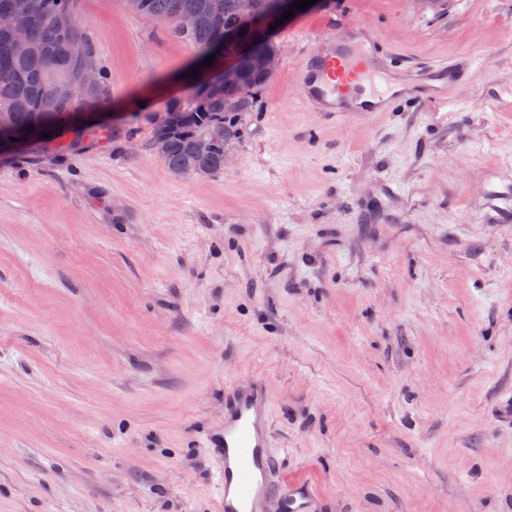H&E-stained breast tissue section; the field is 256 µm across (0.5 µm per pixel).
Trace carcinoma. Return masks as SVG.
<instances>
[{
    "label": "carcinoma",
    "mask_w": 512,
    "mask_h": 512,
    "mask_svg": "<svg viewBox=\"0 0 512 512\" xmlns=\"http://www.w3.org/2000/svg\"><path fill=\"white\" fill-rule=\"evenodd\" d=\"M76 0H27L18 20L28 48H14V29L0 26V137L25 138L77 121L84 109L100 103L104 76L92 86L83 83L87 70L98 69L93 45L76 16ZM133 14L168 24V38L196 51L191 68L213 56L214 67L225 61L224 86L196 90L173 103L155 123L152 145L177 177H208L224 170V156L242 137V120L255 111V94L272 73L256 67L249 52L276 53L263 37L276 25L287 0H135ZM183 14L190 28L179 25ZM214 124L226 130L224 141L200 156L196 141Z\"/></svg>",
    "instance_id": "carcinoma-1"
}]
</instances>
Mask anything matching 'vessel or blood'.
<instances>
[{"instance_id": "1", "label": "vessel or blood", "mask_w": 512, "mask_h": 512, "mask_svg": "<svg viewBox=\"0 0 512 512\" xmlns=\"http://www.w3.org/2000/svg\"><path fill=\"white\" fill-rule=\"evenodd\" d=\"M391 53L377 38L360 45L326 35L314 38L301 58L296 96L321 112H389L418 99L443 104L450 88L466 83L467 63L428 64L403 87L383 83ZM269 378L252 373L224 386V423L209 435L223 474L218 512H319L306 483L281 479V463L270 431Z\"/></svg>"}]
</instances>
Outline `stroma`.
Returning a JSON list of instances; mask_svg holds the SVG:
<instances>
[{"mask_svg":"<svg viewBox=\"0 0 512 512\" xmlns=\"http://www.w3.org/2000/svg\"><path fill=\"white\" fill-rule=\"evenodd\" d=\"M108 123L0 157V512H217L224 385L270 379L284 475L321 512H512V0H323L223 172L152 146L195 57L77 0ZM374 26L448 103L304 108L319 33Z\"/></svg>","mask_w":512,"mask_h":512,"instance_id":"obj_1","label":"stroma"}]
</instances>
